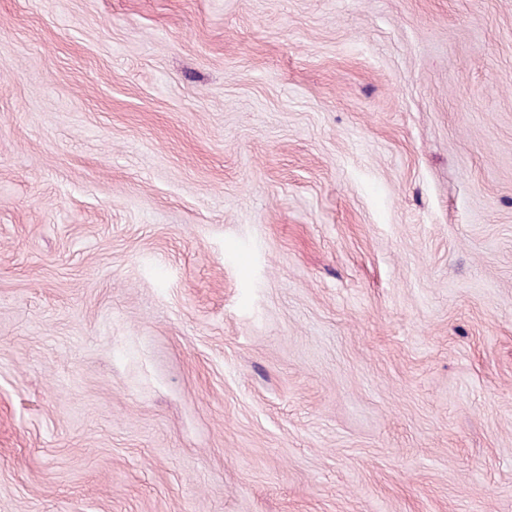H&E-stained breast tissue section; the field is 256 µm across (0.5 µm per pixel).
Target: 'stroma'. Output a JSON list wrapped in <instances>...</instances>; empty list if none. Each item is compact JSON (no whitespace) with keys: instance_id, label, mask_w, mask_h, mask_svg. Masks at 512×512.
Instances as JSON below:
<instances>
[{"instance_id":"stroma-1","label":"stroma","mask_w":512,"mask_h":512,"mask_svg":"<svg viewBox=\"0 0 512 512\" xmlns=\"http://www.w3.org/2000/svg\"><path fill=\"white\" fill-rule=\"evenodd\" d=\"M0 512H512V0H0Z\"/></svg>"}]
</instances>
